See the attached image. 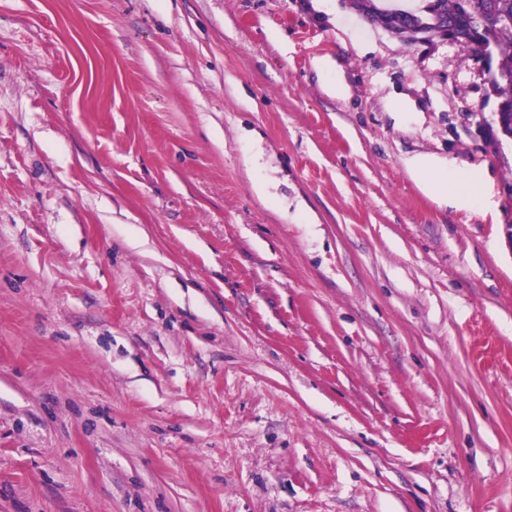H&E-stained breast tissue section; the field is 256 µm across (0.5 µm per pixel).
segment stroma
<instances>
[{
  "label": "stroma",
  "instance_id": "1",
  "mask_svg": "<svg viewBox=\"0 0 512 512\" xmlns=\"http://www.w3.org/2000/svg\"><path fill=\"white\" fill-rule=\"evenodd\" d=\"M494 67L352 0H0V512H512ZM409 173L419 179L428 193L438 202L450 200L465 201L473 206H483L486 195L483 180L479 175H461L458 172L440 168L428 157L414 158L407 163ZM468 188L467 194L462 187Z\"/></svg>",
  "mask_w": 512,
  "mask_h": 512
}]
</instances>
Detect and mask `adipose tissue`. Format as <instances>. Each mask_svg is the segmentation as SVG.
Wrapping results in <instances>:
<instances>
[{"label":"adipose tissue","instance_id":"obj_1","mask_svg":"<svg viewBox=\"0 0 512 512\" xmlns=\"http://www.w3.org/2000/svg\"><path fill=\"white\" fill-rule=\"evenodd\" d=\"M409 173L419 179L434 200H464L474 205H484L486 195L483 180L478 175H462L458 172L441 168L427 157H418L408 161Z\"/></svg>","mask_w":512,"mask_h":512}]
</instances>
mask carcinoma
Segmentation results:
<instances>
[{"label":"carcinoma","instance_id":"1","mask_svg":"<svg viewBox=\"0 0 512 512\" xmlns=\"http://www.w3.org/2000/svg\"><path fill=\"white\" fill-rule=\"evenodd\" d=\"M355 3L366 17L381 19L408 42L430 36L435 12L454 20L460 34L474 41L483 36V31H488L492 54L497 58L492 73L499 98L496 121L501 132L512 137V0H428L422 14L380 13L373 0H355Z\"/></svg>","mask_w":512,"mask_h":512}]
</instances>
